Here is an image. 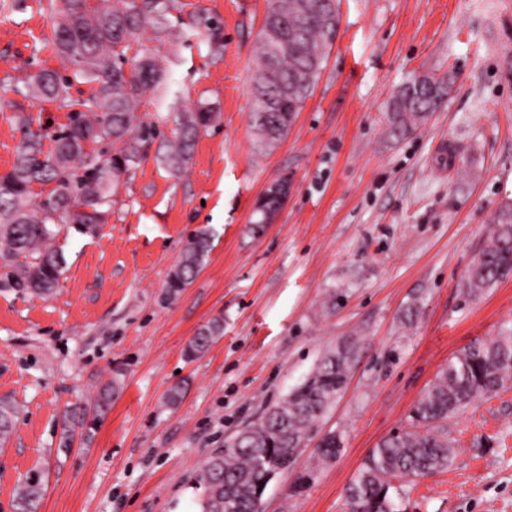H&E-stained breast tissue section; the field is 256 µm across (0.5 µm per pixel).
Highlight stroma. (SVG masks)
Masks as SVG:
<instances>
[{"label": "stroma", "instance_id": "35a3bbf8", "mask_svg": "<svg viewBox=\"0 0 512 512\" xmlns=\"http://www.w3.org/2000/svg\"><path fill=\"white\" fill-rule=\"evenodd\" d=\"M0 8V175L11 171L32 115L45 134L69 109L15 91L63 70L45 42L48 0ZM269 0H179L180 46L169 69L177 102L146 93L140 119L171 136L175 111L216 116L178 175L157 146L121 175L95 235L62 226L56 294L0 289V397L17 401L0 444V512H14L25 475L44 474L39 512H180L225 440L282 401L323 354L356 341L348 382L318 434L342 437L310 488L274 478L264 512H344L368 452L404 429L448 360L512 326V277L474 299L467 271L512 200V0H340L337 38L312 95L276 147L249 120L254 44ZM217 22L220 51L202 40ZM422 74L448 75L430 122L395 142L386 101ZM291 190L262 235L255 209L268 186ZM212 249L176 297L165 285L187 241ZM417 306L413 320L407 307ZM224 333L184 350L213 318ZM122 371L118 398L91 439L62 448L65 410L93 403ZM185 390L177 404L168 393ZM448 471L406 485L400 512H512V387L448 421Z\"/></svg>", "mask_w": 512, "mask_h": 512}]
</instances>
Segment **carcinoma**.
<instances>
[{"mask_svg":"<svg viewBox=\"0 0 512 512\" xmlns=\"http://www.w3.org/2000/svg\"><path fill=\"white\" fill-rule=\"evenodd\" d=\"M332 2L272 0L255 45L258 68L251 88V95L266 96L270 107L249 115L263 148L287 137L296 113L314 91L326 50L338 32L339 12ZM49 9L56 21L46 41L71 67V74L41 70L25 80L23 96L77 110L48 147L42 129H33V118L20 115L27 137L12 170L0 176V288L42 296L54 292L65 269L63 252L54 246L57 226L72 224L82 234L97 232L105 223L102 215L112 213L116 177L152 144L153 131L138 121L134 104L150 88L162 96L169 93V70L161 49L179 37L170 19L178 0H52ZM147 28L158 47L127 58ZM79 81L96 85L82 101L71 95L73 83ZM447 89V77L429 74L401 86L387 103L388 136L402 140L415 133L441 106ZM213 119L205 106L177 115L173 139L165 145L164 161L170 170L182 169L200 132ZM110 140L126 147L117 153L96 148ZM37 185L49 191L34 208L30 201ZM85 206L91 211H82ZM493 224L489 243L467 272L468 292L474 298L512 275V202L501 205ZM209 248L205 229L189 239L169 274L170 295L191 283ZM223 332L224 320L212 319L186 346V356L198 357ZM355 355L353 343L327 353L286 399L208 457L197 478L203 488L201 512H262L268 465L281 474L294 472L300 448L344 388ZM120 376L118 372L100 386L93 408L71 410L85 435L110 405ZM511 382L512 329L490 341H476L450 358L419 400L413 426L384 438L370 451L346 491L345 512H398L394 496L399 491L393 481L414 482L448 470L453 451L444 423ZM18 413L15 402L0 399L1 442L11 437ZM340 449V438L329 432L316 447L317 457L330 461ZM43 495L44 475L34 469L21 485L15 512H39Z\"/></svg>","mask_w":512,"mask_h":512,"instance_id":"1","label":"carcinoma"}]
</instances>
